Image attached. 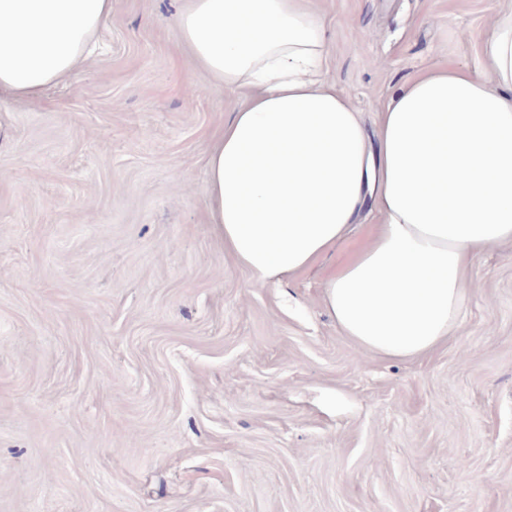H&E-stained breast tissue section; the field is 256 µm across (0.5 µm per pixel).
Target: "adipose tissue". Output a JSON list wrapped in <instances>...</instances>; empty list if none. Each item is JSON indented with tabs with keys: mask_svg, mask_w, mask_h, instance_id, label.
Wrapping results in <instances>:
<instances>
[{
	"mask_svg": "<svg viewBox=\"0 0 512 512\" xmlns=\"http://www.w3.org/2000/svg\"><path fill=\"white\" fill-rule=\"evenodd\" d=\"M112 0H0V94L35 99L85 59ZM175 23L197 68L250 89L207 156V209L256 282L313 265L368 203L383 221L325 282L337 325L392 358L457 324L483 251L512 242V8L485 76L453 66L403 86L367 136L327 79L329 26L312 0H187Z\"/></svg>",
	"mask_w": 512,
	"mask_h": 512,
	"instance_id": "obj_1",
	"label": "adipose tissue"
}]
</instances>
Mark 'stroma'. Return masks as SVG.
Returning a JSON list of instances; mask_svg holds the SVG:
<instances>
[{"mask_svg":"<svg viewBox=\"0 0 512 512\" xmlns=\"http://www.w3.org/2000/svg\"><path fill=\"white\" fill-rule=\"evenodd\" d=\"M375 130L422 70L482 72L512 0H315ZM179 0H112L67 84L0 98V512H512V242L447 341L357 346L328 275L382 217L260 286L206 213L247 100L179 45Z\"/></svg>","mask_w":512,"mask_h":512,"instance_id":"35a3bbf8","label":"stroma"}]
</instances>
